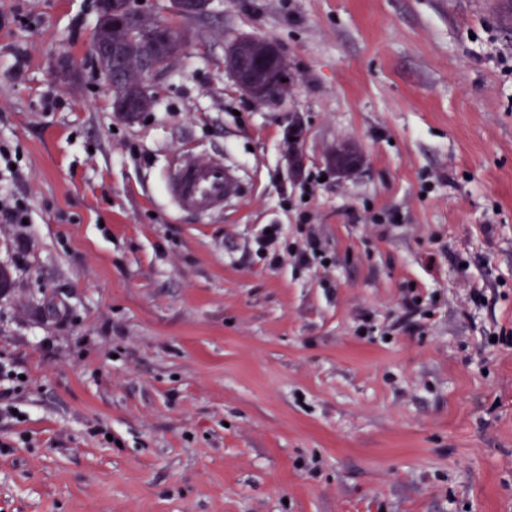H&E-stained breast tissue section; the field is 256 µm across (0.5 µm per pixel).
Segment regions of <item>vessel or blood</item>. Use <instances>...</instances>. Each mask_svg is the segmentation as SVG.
Segmentation results:
<instances>
[{
  "mask_svg": "<svg viewBox=\"0 0 512 512\" xmlns=\"http://www.w3.org/2000/svg\"><path fill=\"white\" fill-rule=\"evenodd\" d=\"M238 189L235 173L220 158L207 162L183 159L166 182V191L179 209L197 214L223 209Z\"/></svg>",
  "mask_w": 512,
  "mask_h": 512,
  "instance_id": "vessel-or-blood-1",
  "label": "vessel or blood"
}]
</instances>
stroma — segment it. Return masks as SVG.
Returning <instances> with one entry per match:
<instances>
[{
  "instance_id": "35a3bbf8",
  "label": "stroma",
  "mask_w": 512,
  "mask_h": 512,
  "mask_svg": "<svg viewBox=\"0 0 512 512\" xmlns=\"http://www.w3.org/2000/svg\"><path fill=\"white\" fill-rule=\"evenodd\" d=\"M134 7L187 49L128 119L88 52L97 0H0V197L29 218L0 224V367L22 375L0 380V512H512V18ZM239 35L276 40L281 101L225 72ZM187 156L239 195L177 208ZM312 235L329 267L297 262Z\"/></svg>"
}]
</instances>
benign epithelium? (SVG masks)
<instances>
[{
	"label": "benign epithelium",
	"instance_id": "7a95c632",
	"mask_svg": "<svg viewBox=\"0 0 512 512\" xmlns=\"http://www.w3.org/2000/svg\"><path fill=\"white\" fill-rule=\"evenodd\" d=\"M210 0H175L176 11L183 17H195L207 11ZM224 55L237 60L234 65L226 66L237 87L252 100L275 102L281 100L287 90V66L278 71L270 69L268 61L279 55L278 47L271 38L249 35L237 36L225 46ZM167 69L166 62L152 55L142 57L134 70L119 65L101 71L105 86L117 95L121 86L130 75H135L146 93H153V78Z\"/></svg>",
	"mask_w": 512,
	"mask_h": 512
}]
</instances>
